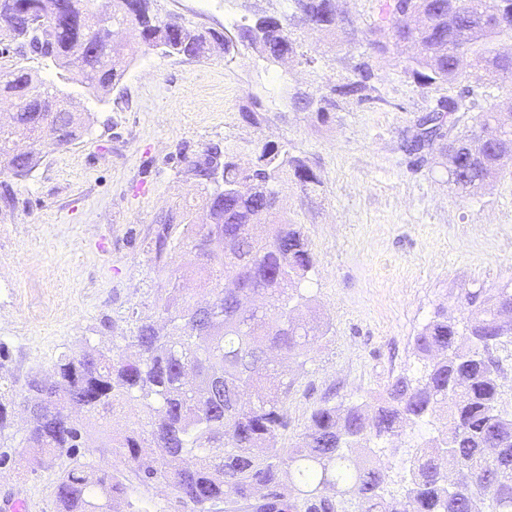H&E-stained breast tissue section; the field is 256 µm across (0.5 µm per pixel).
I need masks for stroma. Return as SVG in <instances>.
<instances>
[{"label": "stroma", "instance_id": "1", "mask_svg": "<svg viewBox=\"0 0 512 512\" xmlns=\"http://www.w3.org/2000/svg\"><path fill=\"white\" fill-rule=\"evenodd\" d=\"M336 34L296 32V54L272 63L252 47L214 46L193 60L141 48L120 92L98 101L78 84L67 91L88 113V132L72 145L52 142L24 179L0 174V365L22 404L30 375L47 372L62 352L124 346L139 319L156 317L170 273H187L189 246L156 254L165 216H206L205 192L188 162L217 145L241 162L263 145L286 147L321 181L305 193L292 174L278 185V216L301 225L314 268L301 293L326 335L288 367V428L294 442L320 404L370 403L420 362L414 338L444 310L458 330L501 289H512V161L493 184L470 196L448 185L445 160L424 162L403 145L420 115L448 95L420 85L398 56L370 45L380 0H336ZM160 17L201 32L235 37L262 14L291 13V0H154ZM368 72L370 97H340L327 115L303 99ZM256 111L257 122L245 119ZM127 403L106 432H92L80 453L111 470L97 447L141 419ZM26 422L17 418L0 460V508L21 498L49 512L53 468L18 466ZM420 424L387 443L380 460L405 476L408 449L437 436Z\"/></svg>", "mask_w": 512, "mask_h": 512}]
</instances>
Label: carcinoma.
Segmentation results:
<instances>
[{"mask_svg":"<svg viewBox=\"0 0 512 512\" xmlns=\"http://www.w3.org/2000/svg\"><path fill=\"white\" fill-rule=\"evenodd\" d=\"M153 0H0V29L16 44V55L31 51L67 72L80 63L76 80L103 98L118 88L143 44L164 56L198 57L208 39L177 17L160 18ZM291 14L264 16L238 27V41L278 62L296 55L295 30L335 31L343 18L336 0H292ZM512 0H386L384 20L392 40L373 41L381 54L407 42L415 51L404 67L424 86L454 85L470 68L481 79L512 80V54L500 50L512 41V27L492 24V15ZM125 26L132 40L112 43V28ZM368 74L336 86L340 97L368 99ZM473 91L462 86L441 97L417 119L419 135L406 151L419 159L435 151L452 164L448 182L469 195L495 178L512 155V126L498 149L483 143L475 129L454 136L458 113L468 111ZM69 95L38 80L16 62L0 66V103L13 109L0 126V166L16 177L38 163L34 144L49 138L59 146L78 140L88 119L70 109ZM512 117V96L482 115L481 124L504 125ZM291 171L303 189L320 186L314 171L283 146L266 144L243 166L211 146L189 161L188 172L206 186L208 222L183 225L197 256L195 274L211 289L212 311L183 296L181 276L168 279L172 290L160 306L164 325L142 320L126 355L88 347L61 354L45 376L27 380L30 416L22 440L21 467L43 458H65L54 474L51 512H112L137 485L167 487L181 512H512V414L495 413L502 385L487 353L502 343L494 320L512 306V292L501 290L477 313L468 333L441 311L414 338L421 368L402 373L376 404L325 403L315 408L298 440L277 446L287 426L288 383L273 380L274 361L301 357L323 337L318 323H302L290 302L308 278L314 257L297 224L268 225L256 236L249 224L270 218L275 184ZM247 181L254 191L239 193ZM193 366L198 379L188 380ZM13 390L0 376V441L12 423ZM139 400L138 426L111 436L113 471L99 472L75 456L81 429L75 412L105 420L126 401ZM446 414L439 435L412 447L409 477L394 481L376 465L383 444L405 428ZM460 477L448 493L443 460Z\"/></svg>","mask_w":512,"mask_h":512,"instance_id":"obj_1","label":"carcinoma"}]
</instances>
